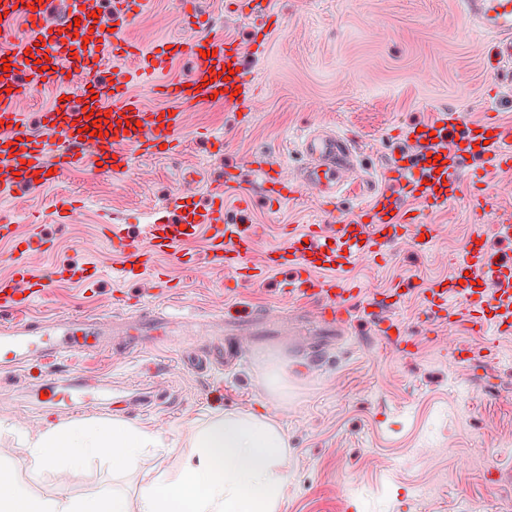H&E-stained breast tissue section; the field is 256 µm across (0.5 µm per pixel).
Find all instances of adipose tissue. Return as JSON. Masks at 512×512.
Segmentation results:
<instances>
[{"instance_id": "adipose-tissue-1", "label": "adipose tissue", "mask_w": 512, "mask_h": 512, "mask_svg": "<svg viewBox=\"0 0 512 512\" xmlns=\"http://www.w3.org/2000/svg\"><path fill=\"white\" fill-rule=\"evenodd\" d=\"M36 465L67 474L93 456L110 458L115 473L156 459L168 442L162 431L121 419L72 421L31 431L0 418ZM182 435L192 455L175 479L148 470L135 496L102 489L74 499L36 497L0 466V512H280L288 475V442L277 422L254 412L191 418Z\"/></svg>"}]
</instances>
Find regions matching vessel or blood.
Instances as JSON below:
<instances>
[{
  "instance_id": "b4317fda",
  "label": "vessel or blood",
  "mask_w": 512,
  "mask_h": 512,
  "mask_svg": "<svg viewBox=\"0 0 512 512\" xmlns=\"http://www.w3.org/2000/svg\"><path fill=\"white\" fill-rule=\"evenodd\" d=\"M460 9L493 40L497 65L512 64V0H458ZM150 0H112L110 16L93 17L81 12L79 19L45 24L46 0H0V60H8L9 71L0 73V191L16 186L49 185L73 168L89 165L101 173L120 176L131 168L138 153L174 150L177 136L186 128L192 112L203 106L251 108L254 99L252 78L247 67L248 51L237 41L208 34L209 20L197 9V0H181L189 22L197 34L187 41L173 42L171 48H147L128 38L131 27L147 13ZM250 15L259 20L254 31L256 51H263L266 37L278 25L267 0H243ZM23 22L26 36L11 40L9 28ZM106 37L115 57L131 61V68H119L111 80L100 77V52L89 41L90 30ZM188 59L189 74L169 76L172 62ZM145 75L163 74L155 84L156 93L171 102L172 110L146 108L129 91L132 70ZM80 80L78 98H71L70 76ZM51 87L57 98L43 112L45 130L63 140L62 149L48 153L46 144L32 135L25 117L16 107L22 91ZM101 120V133L87 132L90 117ZM418 151L397 158L382 174L383 187L367 201L322 232L319 225L289 227L287 242L281 247L261 249L254 225L245 223L251 206V190L237 174L225 171L224 186L236 193L239 221L226 223L223 205H211L201 216L209 232L207 263L212 267L239 272L240 282L254 286L265 283L279 271L289 272L282 288V304L291 309L316 308L321 324L335 327L352 319L355 309L351 288L340 274L358 260L375 258L394 244L404 241H432L438 225L411 217L408 204L430 213L460 198L463 177L485 183L500 172L512 171V124L495 116L464 122L454 111L439 112L413 132ZM301 151L309 164L297 175L284 169L263 173L267 197L285 201L301 190H309L335 201L340 188L356 176L355 152L351 142L330 132H314L301 141ZM483 165L466 170L467 159ZM474 207L507 236L512 237V209L498 206L489 192L472 199ZM195 231L194 225H146L142 236L124 234L118 224L105 226L104 238L123 256L124 265L116 278L151 275L156 271V253L178 255L181 243ZM481 232H473L463 255L447 277L433 280L424 290V324L447 323L476 334H512V261L494 259L486 252ZM260 253L261 260L246 266L247 257ZM45 282L33 278L25 264H18L10 278L0 280V309H11L15 318L0 322V370L13 372L36 356L59 363L75 352L107 351L105 333L125 339L135 353L173 335L177 320L163 308L127 319L113 320L111 328L90 321L63 319L54 323L26 318L32 303L43 296ZM410 294L402 287L369 293L366 303L380 309L402 303ZM226 329L240 336H278L277 315L265 308H251L236 316L224 317ZM379 336L400 354H409L414 343L411 332L390 319L378 330ZM49 400L59 404L77 399L76 413L89 412V404L79 401L85 380L66 371Z\"/></svg>"
}]
</instances>
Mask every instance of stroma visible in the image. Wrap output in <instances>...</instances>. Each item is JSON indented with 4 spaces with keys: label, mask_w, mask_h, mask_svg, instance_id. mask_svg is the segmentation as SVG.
I'll list each match as a JSON object with an SVG mask.
<instances>
[{
    "label": "stroma",
    "mask_w": 512,
    "mask_h": 512,
    "mask_svg": "<svg viewBox=\"0 0 512 512\" xmlns=\"http://www.w3.org/2000/svg\"><path fill=\"white\" fill-rule=\"evenodd\" d=\"M199 7L212 20V36L251 42V21L228 10L226 0H199ZM270 8L279 26L265 54L247 59L256 82L249 115L204 106L181 132L180 148L136 155L123 176L75 169L54 185L0 194V209L14 217L16 240L36 230L54 243L49 252L22 253L13 242H0V280L20 262L51 280L31 316L108 319L138 305H163L190 321L218 317L229 274L206 265L204 230L181 245L195 266L160 253L157 275L118 282L112 271L123 258L103 242L102 226L125 225L134 237L146 224L184 223L176 198L202 211L221 190L228 167L255 187L262 161L297 174L305 164L303 137L322 127L351 138L364 178L359 190L341 193L336 213L343 217L379 185L395 156L412 151L406 135L412 124L447 108L467 122L489 114L512 122V69H487L488 37L456 0H270ZM193 33L179 0H151L129 36L151 47ZM217 138L222 148H215ZM70 198L83 203L82 212L74 223H57L56 205ZM427 219L439 227L427 246L401 242L344 274L363 291L413 280L417 293L389 313L419 330L413 354L394 353L373 321L357 317L333 330L306 309L289 322L287 336L256 337L227 370L182 368L192 342L182 335L132 357L80 353L69 365L118 390L153 374L168 385L169 397L157 410L128 415L118 401L111 415L165 433L171 447L157 463L172 477L190 454L181 435L186 419L260 411L288 437L282 512H512V483L498 478L512 468V335L489 340L487 370L477 374L452 357L453 348L475 343V336L448 325L435 335L421 330L420 288L448 275L480 218L463 196ZM251 221L262 226L267 248L284 243L286 225L330 219L317 195L305 191L278 204L256 195ZM88 262L99 271L92 283L50 277L54 267ZM55 372L54 364L34 362L24 379L0 376V394L11 399L0 417L26 429L57 423L52 409L37 406ZM1 448L16 482L40 497H82L105 487L132 496L142 472L157 464L147 459L116 474L106 459L92 458L63 480L36 468L13 435L0 434Z\"/></svg>",
    "instance_id": "35a3bbf8"
}]
</instances>
